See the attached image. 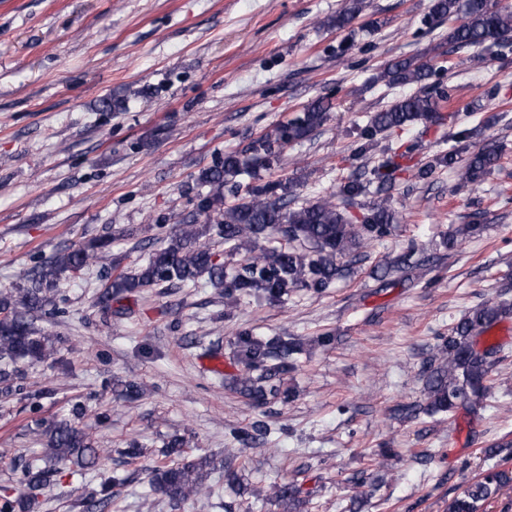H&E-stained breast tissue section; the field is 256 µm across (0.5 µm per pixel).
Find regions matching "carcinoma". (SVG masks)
Masks as SVG:
<instances>
[{"label": "carcinoma", "mask_w": 512, "mask_h": 512, "mask_svg": "<svg viewBox=\"0 0 512 512\" xmlns=\"http://www.w3.org/2000/svg\"><path fill=\"white\" fill-rule=\"evenodd\" d=\"M362 12V0L348 3L327 21V27L342 31ZM431 20L448 23V42L457 48H492L512 41V8L492 0H433ZM431 71L430 61L403 59L389 64L380 78L400 85H420ZM439 103L423 90L396 100L387 109L369 117L367 147L374 138L416 121L436 117ZM331 110L329 101L317 99L302 112L262 134L242 151L224 154L216 165L203 170L198 181L206 192L199 197L190 220L176 225L165 244L154 248L146 264L133 270H115L99 302L110 305L137 296L143 289L161 284L197 285L206 280L224 293V307L231 310L250 297L284 302L301 291L321 293L348 272L342 259L357 254L369 242L391 234L397 217L387 197L357 217L349 212L365 186L360 178L348 180L339 190L341 203L320 198L298 208L289 205L297 181L290 178L263 180L280 167L288 146L323 126ZM401 155L393 152L370 171V181L385 186L400 167ZM499 159L498 149L486 146L472 154L458 170L459 180L474 183L489 173ZM233 196L228 201L227 195ZM218 237L220 252L208 240ZM109 243L93 241L55 253L23 277V285L0 291V364L18 360L50 361L61 372L67 364L58 355L53 338L36 326L37 315L55 306L62 279L81 273L105 260ZM512 314V301L488 299L452 326L436 356L423 374L425 403L399 405L395 414L412 419L420 414H451L464 406L474 413L487 408L493 356L498 344L487 332ZM334 336L326 333L304 341L295 336L262 338L249 328L235 336L233 360L239 374L231 388L261 408L270 400L288 398L285 380L296 370L295 355L307 346H325ZM41 435L45 446L22 471L21 484L29 491L42 488L57 463L70 462L80 469L96 467L106 449L69 420L51 421ZM242 448L224 449V461L192 455L184 441L174 436L161 452L162 459L150 470V484L162 496L180 501L209 495L214 471H224V481L239 483L232 462ZM512 482L503 470L481 474L448 502V512H483L484 505ZM283 512L301 507L302 490L288 482L271 488ZM31 497L18 493L0 496V512H28Z\"/></svg>", "instance_id": "obj_1"}]
</instances>
